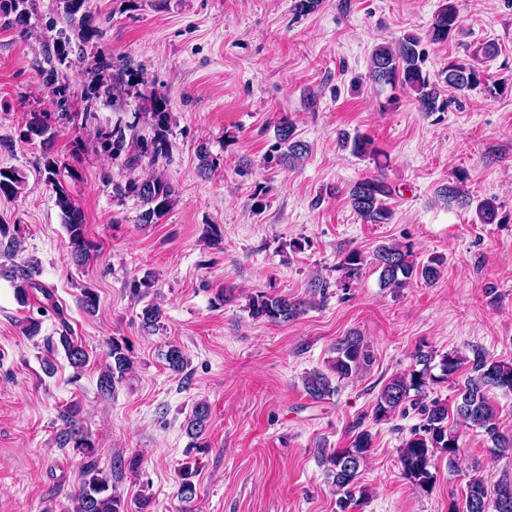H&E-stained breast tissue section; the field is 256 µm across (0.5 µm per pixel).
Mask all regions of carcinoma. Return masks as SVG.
Listing matches in <instances>:
<instances>
[{
  "mask_svg": "<svg viewBox=\"0 0 512 512\" xmlns=\"http://www.w3.org/2000/svg\"><path fill=\"white\" fill-rule=\"evenodd\" d=\"M459 28V11L456 0H446L435 15L429 38L436 43L446 42ZM419 39L407 35L395 42L384 41L375 46L369 67V79L375 84L410 88L414 101L421 112H433L437 109L438 92L429 77L423 74L420 66V53L417 50ZM484 70L480 69L478 53H473L472 60L451 62L448 64L446 82L458 92L471 91L486 84ZM295 127L288 118L283 117L277 125L279 143L285 146L281 161L292 165L306 153L307 146L295 139ZM343 149L359 157L376 156L371 141L362 136L353 138L344 135L339 140ZM464 178L455 175V179L438 189V196L461 207L471 204L469 194L462 188ZM23 183L19 173L14 169H0V196H14ZM56 206L62 213L64 226L68 235L67 248L72 262L78 266L87 264L96 246L89 241L85 233V224L81 212L73 205L69 194L63 186H55ZM122 193L137 197L147 209L141 215V221L150 224L161 216L172 203V187L158 176L134 177L129 179ZM396 194V189L389 186L378 176H367L354 182L348 190V202L352 210L370 224H388L393 211L388 200ZM499 206L496 199L487 198L477 205V215L483 224L498 222ZM372 264L379 272L380 284L384 288L400 289L414 280L431 284L439 279L442 262L431 258L425 263H418L407 245L393 243L379 246L372 254L371 260L359 251L347 253L339 266L341 279L351 281L362 275L366 264ZM16 296L25 303L31 290L42 293L48 305L58 308L52 293L37 280L33 266L18 265L12 275ZM305 303L282 295L268 293L251 297L248 308L252 318L271 323L287 322L296 319ZM59 343L64 349L70 365L76 369L84 367L89 360L85 347L74 341L68 333H60ZM336 356L329 362L328 371L314 370L303 378L306 395L314 402H322L336 394L337 386L333 380L349 379L371 362V351L363 338L350 333L336 341ZM108 356L112 365L108 366L98 378L101 394L112 392L116 381L130 367L132 360L127 345L117 340L109 344ZM416 364L421 369H413L390 379L378 393L373 416L382 420L394 414L410 397L420 401L418 405L422 424L414 431L399 449V463L405 479L423 490L431 488L434 481L432 469L436 468L435 450L439 449L453 459L460 451L459 435L448 425V404L440 399L423 402L430 384L436 381L431 374L432 355L418 350L415 353ZM168 369L180 373L186 364L185 354L178 345H168L165 353ZM468 366L469 376L455 402L456 423L480 428L490 438L494 447L506 449L512 447V440L500 432V424L495 408L489 403L486 392L490 388L512 391V362L491 361L481 349L472 350V356L448 353L440 360L442 375L453 377L463 366ZM66 428L62 432L63 444L72 445L83 455L80 483L74 495L73 512H126L125 503L114 492L110 476L99 468L95 459L94 446L82 434L73 420V411L63 414ZM209 419V407L205 403L197 404L186 426V433L191 438V448H202V436ZM372 445L371 435L366 431L358 432L347 448H338L331 454L319 452V463L325 467L332 479L336 493L340 494L338 506L340 512L360 506V498L366 493H356L357 478L365 464ZM197 470L190 463H185L179 471L178 496L184 503L190 504L197 495L194 481ZM465 512H512V484L501 483L493 490H488L484 481L477 477L468 480L465 498Z\"/></svg>",
  "mask_w": 512,
  "mask_h": 512,
  "instance_id": "obj_1",
  "label": "carcinoma"
}]
</instances>
